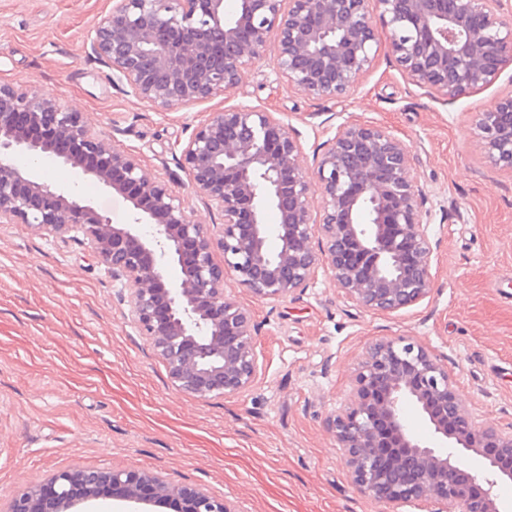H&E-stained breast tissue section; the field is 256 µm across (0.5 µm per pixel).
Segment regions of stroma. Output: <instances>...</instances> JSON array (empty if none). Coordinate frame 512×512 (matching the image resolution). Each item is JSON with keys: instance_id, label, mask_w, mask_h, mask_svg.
<instances>
[{"instance_id": "stroma-1", "label": "stroma", "mask_w": 512, "mask_h": 512, "mask_svg": "<svg viewBox=\"0 0 512 512\" xmlns=\"http://www.w3.org/2000/svg\"><path fill=\"white\" fill-rule=\"evenodd\" d=\"M114 2L0 0V84L82 113L207 226L222 217L195 195L173 146L208 113H278L308 162L345 121L385 126L426 192L435 288L381 314L357 306L323 266L306 291L274 304L227 281L254 312L261 370L242 395L201 400L172 386L87 245L0 224V497L88 466L200 484L237 512H434L431 502L358 493L324 418L339 408L364 347L406 336L441 360L479 421L512 427V176L483 162L472 123L512 93V63L489 85L444 101L408 82L381 44L359 86L332 103L288 89L269 53L230 92L161 113L87 55L88 34ZM38 167L47 183L73 186L112 223H128L126 196L59 161Z\"/></svg>"}]
</instances>
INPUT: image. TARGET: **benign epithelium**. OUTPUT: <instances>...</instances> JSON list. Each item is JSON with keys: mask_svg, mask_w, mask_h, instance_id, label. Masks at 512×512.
<instances>
[{"mask_svg": "<svg viewBox=\"0 0 512 512\" xmlns=\"http://www.w3.org/2000/svg\"><path fill=\"white\" fill-rule=\"evenodd\" d=\"M504 0H117L90 36L91 55L157 111L236 88L269 41L274 71L311 99L349 95L385 42L406 78L451 100L490 84L512 61ZM483 158L512 174V94L474 115ZM54 157L127 196L131 223L113 224L68 187H52L13 162ZM180 165L207 209L208 228L134 154L81 113L0 84V224H28L83 238L124 285L128 317L164 362L172 385L200 398L236 397L259 372L252 309L226 293L233 279L261 301L309 287L319 266L359 307L390 313L434 288L425 192L405 144L388 128L347 121L308 168L283 119L246 106L209 113L180 148ZM314 175H309V172ZM319 198H314L311 177ZM279 215L277 249L264 211ZM148 224V236L139 226ZM221 258H216V254ZM175 265L172 281L167 268ZM417 409L430 439L412 433ZM325 425L344 451L357 491L380 501L424 500L438 512H500L497 488L512 480V431L476 422L448 369L423 344L385 336L366 345L341 407ZM127 503L176 500L182 512H236L199 485L147 470L74 467L15 490L0 512H84L100 491Z\"/></svg>", "mask_w": 512, "mask_h": 512, "instance_id": "benign-epithelium-1", "label": "benign epithelium"}]
</instances>
